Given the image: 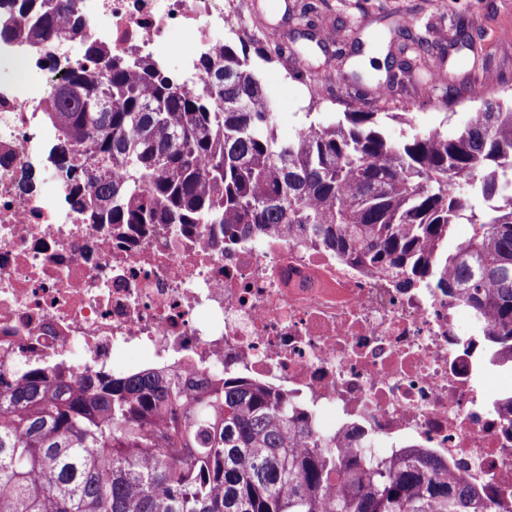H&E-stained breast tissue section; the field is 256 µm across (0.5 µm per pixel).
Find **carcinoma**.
Here are the masks:
<instances>
[{"label": "carcinoma", "instance_id": "obj_1", "mask_svg": "<svg viewBox=\"0 0 512 512\" xmlns=\"http://www.w3.org/2000/svg\"><path fill=\"white\" fill-rule=\"evenodd\" d=\"M0 0V40L63 33L82 64L55 88L72 208L88 224H221L313 231L337 255L428 279L491 326L512 369V102L485 100L448 135L400 141L381 98L282 142L247 48L201 60L182 90L147 63L112 60L71 20V0ZM456 224L473 233L452 251ZM441 459L353 457L255 383L224 381L190 404L153 373L70 383L25 367L0 399V512H492Z\"/></svg>", "mask_w": 512, "mask_h": 512}]
</instances>
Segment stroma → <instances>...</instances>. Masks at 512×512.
I'll list each match as a JSON object with an SVG mask.
<instances>
[{
  "label": "stroma",
  "instance_id": "obj_1",
  "mask_svg": "<svg viewBox=\"0 0 512 512\" xmlns=\"http://www.w3.org/2000/svg\"><path fill=\"white\" fill-rule=\"evenodd\" d=\"M309 3L317 9L307 14ZM325 28L334 34L328 43L321 39ZM277 41L282 59L255 66L282 141L304 124L334 122L352 98L368 99L379 80L408 113L406 123H385L394 140L458 130L471 109L469 92L483 79L493 83L495 98H512V0H288ZM402 43L417 65L393 84L389 53ZM438 63L448 74L440 87L430 81ZM313 83L333 88L335 99L310 100Z\"/></svg>",
  "mask_w": 512,
  "mask_h": 512
}]
</instances>
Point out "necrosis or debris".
<instances>
[{"label": "necrosis or debris", "instance_id": "4bbe7bcc", "mask_svg": "<svg viewBox=\"0 0 512 512\" xmlns=\"http://www.w3.org/2000/svg\"><path fill=\"white\" fill-rule=\"evenodd\" d=\"M86 36L112 57L146 60L177 86L240 23L241 0H73ZM0 393L20 368L56 363L131 374L157 369L202 397L227 373L286 393L314 428L392 459L421 449L495 512H512L511 389L480 364L489 333L433 285L403 288L338 259L315 237L222 225L86 224L62 178L45 191L55 142L43 112L77 41L50 52L0 41ZM140 362L119 364L121 349Z\"/></svg>", "mask_w": 512, "mask_h": 512}]
</instances>
